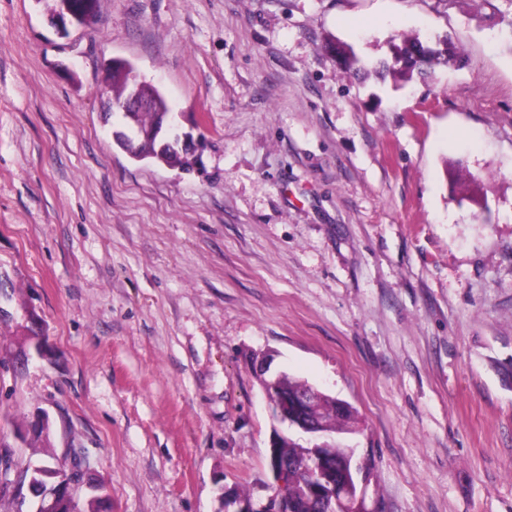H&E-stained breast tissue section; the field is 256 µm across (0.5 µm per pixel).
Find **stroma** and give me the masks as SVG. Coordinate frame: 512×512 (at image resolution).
<instances>
[{
    "mask_svg": "<svg viewBox=\"0 0 512 512\" xmlns=\"http://www.w3.org/2000/svg\"><path fill=\"white\" fill-rule=\"evenodd\" d=\"M52 8L0 0V512L74 450L112 512L265 504L267 354L356 408L384 512H512L506 0H100L65 34ZM396 35L462 61L380 77ZM115 59L202 139L190 171L114 145Z\"/></svg>",
    "mask_w": 512,
    "mask_h": 512,
    "instance_id": "35a3bbf8",
    "label": "stroma"
}]
</instances>
